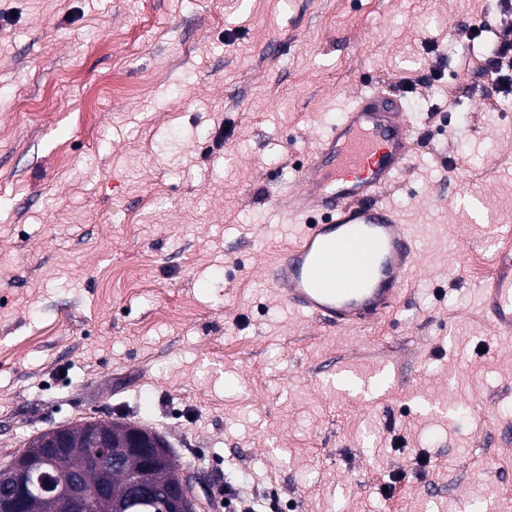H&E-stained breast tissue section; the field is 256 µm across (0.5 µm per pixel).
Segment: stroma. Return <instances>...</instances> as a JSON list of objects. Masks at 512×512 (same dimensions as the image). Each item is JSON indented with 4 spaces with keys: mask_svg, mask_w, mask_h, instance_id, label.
<instances>
[{
    "mask_svg": "<svg viewBox=\"0 0 512 512\" xmlns=\"http://www.w3.org/2000/svg\"><path fill=\"white\" fill-rule=\"evenodd\" d=\"M510 28L491 0H0V462L123 420L279 512H512V347L475 293L497 243L460 204L512 213V91L471 66ZM405 78L382 200L418 272L390 321L329 331L267 280L297 231L275 200Z\"/></svg>",
    "mask_w": 512,
    "mask_h": 512,
    "instance_id": "stroma-1",
    "label": "stroma"
}]
</instances>
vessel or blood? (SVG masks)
<instances>
[{
  "label": "vessel or blood",
  "instance_id": "obj_1",
  "mask_svg": "<svg viewBox=\"0 0 512 512\" xmlns=\"http://www.w3.org/2000/svg\"><path fill=\"white\" fill-rule=\"evenodd\" d=\"M414 126L401 95L378 86L315 144L283 205L303 228L269 267V282L311 321L336 330L372 329L406 294L418 266L419 239L380 195L408 171ZM501 242L476 284L486 323L512 343V216L495 222Z\"/></svg>",
  "mask_w": 512,
  "mask_h": 512
}]
</instances>
